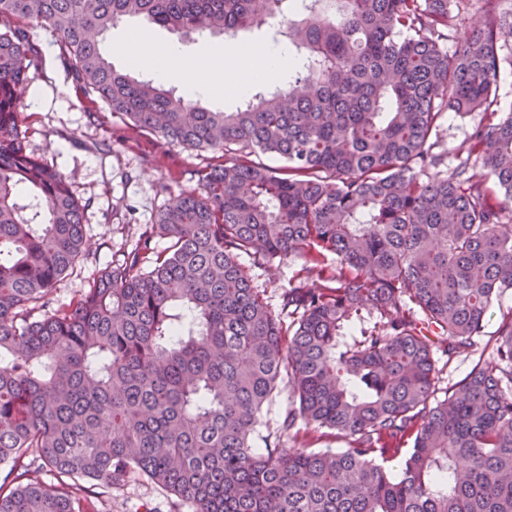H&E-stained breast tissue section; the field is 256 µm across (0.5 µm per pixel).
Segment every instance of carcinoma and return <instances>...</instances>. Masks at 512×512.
Returning a JSON list of instances; mask_svg holds the SVG:
<instances>
[{"label": "carcinoma", "mask_w": 512, "mask_h": 512, "mask_svg": "<svg viewBox=\"0 0 512 512\" xmlns=\"http://www.w3.org/2000/svg\"><path fill=\"white\" fill-rule=\"evenodd\" d=\"M0 0V512H101L81 480L137 473L193 512H512V316L496 357L436 397V363L472 350L512 290V65L503 0ZM484 28L448 46L464 16ZM127 17L228 41L268 20L297 51L288 86L234 112L112 67ZM48 27L69 76L134 130L224 151L131 250L67 304L86 205L30 151L19 92ZM478 113L445 146V115ZM272 154L274 169L248 156ZM169 241L157 251L154 238ZM309 262L269 305L242 255ZM336 256L338 274L324 275ZM297 422L349 447H254L282 383ZM412 448L399 476L376 462ZM48 467L55 483L33 477ZM498 108L501 112H512V67L501 68L497 85Z\"/></svg>", "instance_id": "1"}]
</instances>
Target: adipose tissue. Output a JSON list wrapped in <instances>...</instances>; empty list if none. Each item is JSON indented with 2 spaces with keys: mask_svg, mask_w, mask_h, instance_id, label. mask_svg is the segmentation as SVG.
<instances>
[{
  "mask_svg": "<svg viewBox=\"0 0 512 512\" xmlns=\"http://www.w3.org/2000/svg\"><path fill=\"white\" fill-rule=\"evenodd\" d=\"M119 50L152 69L159 78L183 74L185 80L202 93L224 88L243 95L250 91L256 81L280 79L293 65L287 54L263 48L243 53L239 66H227L219 71L206 58L198 60L192 66L182 67L181 54L173 45L159 47L147 40L134 38L122 43Z\"/></svg>",
  "mask_w": 512,
  "mask_h": 512,
  "instance_id": "ef3b65f1",
  "label": "adipose tissue"
}]
</instances>
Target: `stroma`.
<instances>
[{
  "label": "stroma",
  "instance_id": "stroma-1",
  "mask_svg": "<svg viewBox=\"0 0 512 512\" xmlns=\"http://www.w3.org/2000/svg\"><path fill=\"white\" fill-rule=\"evenodd\" d=\"M278 27L277 21H270L241 32L237 44L229 45L220 35L184 36L142 18H126L103 34L101 50L116 69L141 78L146 76V69L113 53V45L144 36L158 44L178 46L186 61L212 57L224 63L242 46L286 51L288 42L278 34ZM32 33L42 48V58L30 73L29 89L21 95L22 129L29 149L67 175L76 196L88 204L85 229L89 248L73 272L52 290L56 302L66 303L87 288L98 270L137 240L170 197L201 190L199 174L219 164L221 157L206 149L165 144L148 132H132L125 119L112 115L96 97L85 96L68 76L60 61V48L49 31L36 27ZM303 266V260L291 258L262 267L252 265L248 271L275 305L282 288L302 277ZM509 312L512 292L489 311L485 334L470 353L449 363L438 362L439 389L460 381L475 365L492 360L497 329L503 314ZM287 407V394H280L264 416L266 424L261 432L271 443L284 448L347 447L346 438L328 429H309L300 423L281 432L279 425ZM90 493L102 501L105 512H134L142 505L150 512H192L188 503L175 502L172 495L138 477L118 489L94 485Z\"/></svg>",
  "mask_w": 512,
  "mask_h": 512
}]
</instances>
